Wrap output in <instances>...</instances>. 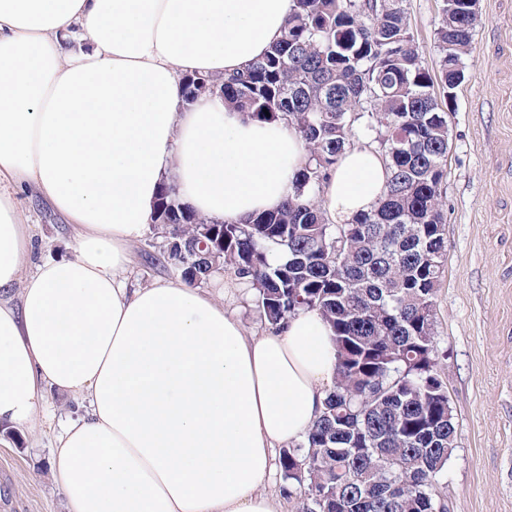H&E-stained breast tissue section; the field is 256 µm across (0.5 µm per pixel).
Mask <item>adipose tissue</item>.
I'll list each match as a JSON object with an SVG mask.
<instances>
[{"label": "adipose tissue", "mask_w": 512, "mask_h": 512, "mask_svg": "<svg viewBox=\"0 0 512 512\" xmlns=\"http://www.w3.org/2000/svg\"><path fill=\"white\" fill-rule=\"evenodd\" d=\"M292 0H0V421L26 431L46 392L81 407L54 438L67 512H282L267 491L336 376L319 311L246 335L224 290L133 281L132 247L174 183L232 224L280 206L308 158L283 120L253 118L184 78L243 70L282 39ZM381 156L345 151L323 189L349 224L386 189ZM34 186L76 232L24 265ZM21 285L18 301L8 295Z\"/></svg>", "instance_id": "1"}]
</instances>
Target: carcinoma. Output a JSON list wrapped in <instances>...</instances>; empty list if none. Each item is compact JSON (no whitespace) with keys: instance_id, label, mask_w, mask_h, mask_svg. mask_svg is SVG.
Returning a JSON list of instances; mask_svg holds the SVG:
<instances>
[{"instance_id":"1","label":"carcinoma","mask_w":512,"mask_h":512,"mask_svg":"<svg viewBox=\"0 0 512 512\" xmlns=\"http://www.w3.org/2000/svg\"><path fill=\"white\" fill-rule=\"evenodd\" d=\"M293 2L283 38L244 72L184 79L188 103L221 93L298 130L310 157L288 198L247 224L215 223L167 185L153 226L165 230L164 261L183 279L201 285L227 271L254 292L266 326L316 309L333 329V389L306 440L280 456L298 512H448L436 483L457 438L434 331L449 146L437 91L465 78L476 12L441 0L429 69L396 0ZM361 138L378 143L386 192L353 223L330 224L315 198Z\"/></svg>"}]
</instances>
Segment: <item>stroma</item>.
<instances>
[{"instance_id":"stroma-1","label":"stroma","mask_w":512,"mask_h":512,"mask_svg":"<svg viewBox=\"0 0 512 512\" xmlns=\"http://www.w3.org/2000/svg\"><path fill=\"white\" fill-rule=\"evenodd\" d=\"M424 66L437 59L439 0H399ZM467 79L448 106V239L435 296L437 370L457 424L438 476L451 512H512V0H478ZM32 260L73 254L71 227L34 189L17 188ZM54 418L19 434L0 426V512H66L51 440L77 404L50 395Z\"/></svg>"}]
</instances>
